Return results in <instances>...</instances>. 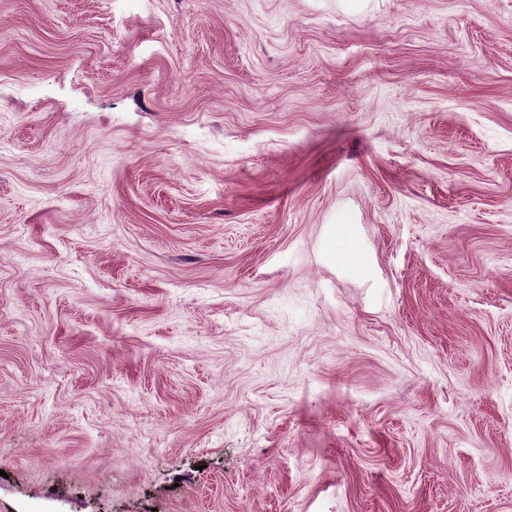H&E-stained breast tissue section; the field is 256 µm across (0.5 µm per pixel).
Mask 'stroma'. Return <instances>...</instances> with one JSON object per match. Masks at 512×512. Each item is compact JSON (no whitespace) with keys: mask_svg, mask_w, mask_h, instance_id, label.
<instances>
[{"mask_svg":"<svg viewBox=\"0 0 512 512\" xmlns=\"http://www.w3.org/2000/svg\"><path fill=\"white\" fill-rule=\"evenodd\" d=\"M0 512H512V0H0Z\"/></svg>","mask_w":512,"mask_h":512,"instance_id":"stroma-1","label":"stroma"}]
</instances>
